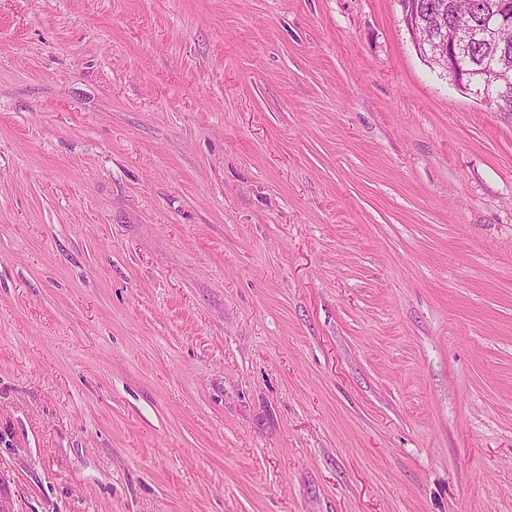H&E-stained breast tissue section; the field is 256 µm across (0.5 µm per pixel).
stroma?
Returning <instances> with one entry per match:
<instances>
[{
  "label": "stroma",
  "mask_w": 512,
  "mask_h": 512,
  "mask_svg": "<svg viewBox=\"0 0 512 512\" xmlns=\"http://www.w3.org/2000/svg\"><path fill=\"white\" fill-rule=\"evenodd\" d=\"M0 512H512V119L398 0H0Z\"/></svg>",
  "instance_id": "stroma-1"
}]
</instances>
